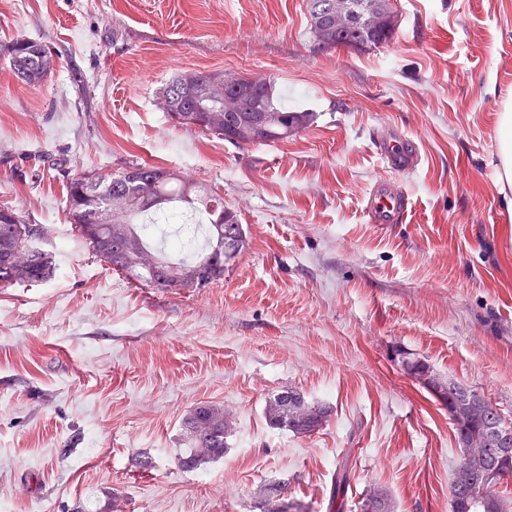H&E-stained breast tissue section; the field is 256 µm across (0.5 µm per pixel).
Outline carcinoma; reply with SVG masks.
I'll list each match as a JSON object with an SVG mask.
<instances>
[{"instance_id": "carcinoma-1", "label": "carcinoma", "mask_w": 512, "mask_h": 512, "mask_svg": "<svg viewBox=\"0 0 512 512\" xmlns=\"http://www.w3.org/2000/svg\"><path fill=\"white\" fill-rule=\"evenodd\" d=\"M310 33L323 49L345 48L372 51L390 42L395 31V16L390 0H306ZM14 74L28 84H38L47 76L40 67L45 47L20 38L6 47ZM161 105L176 125L195 126L237 145L268 144L286 140L306 129L314 113L291 110L284 105L275 78L246 77L222 71L192 73L186 80L180 72L161 89ZM116 196L126 198L124 206L104 218L101 208ZM183 206L204 215L207 248L193 260L177 259L173 253L153 249L144 231L148 218L166 216ZM69 223L79 240L101 261L128 278L148 282L158 288H205L224 278L231 265L224 262V237L237 236L236 254L247 247V236L238 215L224 206V198L213 197L201 186L183 180L172 170L148 163L133 162L117 174L87 173L74 177L65 199ZM31 225L21 213L0 206V284H15L10 273V256L17 248L30 247ZM137 240L141 249L158 259V271L141 270L134 259L121 254L123 240ZM52 257L35 250L24 282L50 278ZM331 410L311 404L299 390L288 387L269 396L264 416L270 426L295 435L310 436L328 421ZM462 456L451 486L450 512H512L504 499L491 490L500 479L512 475V459L498 452L499 412L486 398L473 390L460 393L448 404ZM187 447L177 455L179 469L190 472L224 457L229 422L224 407L200 403L183 421ZM283 489L269 483L260 489V512H307L303 504L274 498ZM361 512H391L386 495L380 490L367 494Z\"/></svg>"}]
</instances>
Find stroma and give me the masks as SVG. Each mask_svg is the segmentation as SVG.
<instances>
[{
  "mask_svg": "<svg viewBox=\"0 0 512 512\" xmlns=\"http://www.w3.org/2000/svg\"><path fill=\"white\" fill-rule=\"evenodd\" d=\"M395 8L391 42L367 53L318 48L305 0H0V205L55 260L46 281L0 286L10 512H251L273 482L308 512H360L373 488L392 512H450L448 407L401 355L512 422V186L496 175L512 0ZM19 38L56 61L39 84L10 67ZM184 70L274 77L314 121L242 146L173 126L160 91ZM397 133L418 164L392 174L376 144ZM136 161L236 211L249 245L223 281L156 288L73 235L67 179ZM387 178L413 212L379 226L364 202ZM288 387L330 408L317 433L266 422ZM201 402L223 404L228 449L185 472L181 423Z\"/></svg>",
  "mask_w": 512,
  "mask_h": 512,
  "instance_id": "stroma-1",
  "label": "stroma"
}]
</instances>
